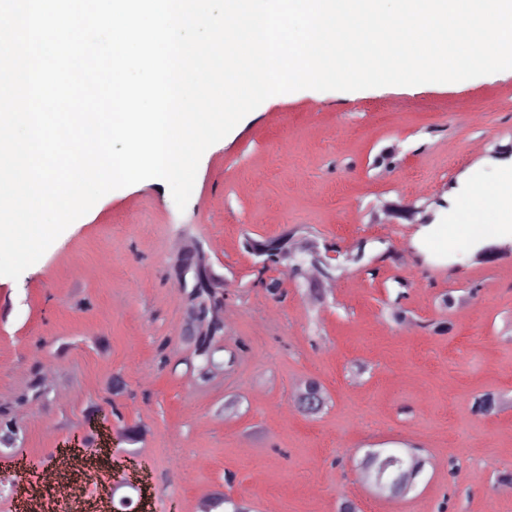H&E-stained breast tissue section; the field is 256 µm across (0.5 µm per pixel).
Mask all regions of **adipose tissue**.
Returning a JSON list of instances; mask_svg holds the SVG:
<instances>
[{"mask_svg": "<svg viewBox=\"0 0 512 512\" xmlns=\"http://www.w3.org/2000/svg\"><path fill=\"white\" fill-rule=\"evenodd\" d=\"M435 230L451 251L491 232L512 237V167L502 169L492 190L477 187L463 196L449 212L447 223L436 225Z\"/></svg>", "mask_w": 512, "mask_h": 512, "instance_id": "adipose-tissue-1", "label": "adipose tissue"}]
</instances>
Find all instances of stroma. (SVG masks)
I'll return each instance as SVG.
<instances>
[{
    "label": "stroma",
    "mask_w": 512,
    "mask_h": 512,
    "mask_svg": "<svg viewBox=\"0 0 512 512\" xmlns=\"http://www.w3.org/2000/svg\"><path fill=\"white\" fill-rule=\"evenodd\" d=\"M512 146V73L358 91L304 89L265 100L201 157L185 209L148 179L104 195L19 278L0 276V405L20 446L0 447V512H17L22 481L60 448L91 436L113 461L143 452L148 512H198L221 490L253 512H512L498 482L512 470V255L477 260L441 249L447 204L492 185ZM392 150L388 171L375 157ZM444 200L433 224L374 220L387 203ZM291 236L350 253L333 279L269 270L257 281L245 237ZM202 256L223 279L218 360L196 384L185 364L187 303L178 257ZM408 282L400 291L399 282ZM451 292L453 308L437 298ZM401 303L413 324L392 322ZM445 320L452 330L434 334ZM53 371L47 402L18 404L34 371ZM123 374L129 395L107 402ZM319 378L315 415L296 382ZM485 390L504 397L485 417ZM141 425L140 443L124 427ZM423 449L428 465L400 498L374 495L358 463L370 448ZM501 395L497 392L485 391L471 401V411L477 416H488L497 411L500 406Z\"/></svg>",
    "instance_id": "1"
}]
</instances>
